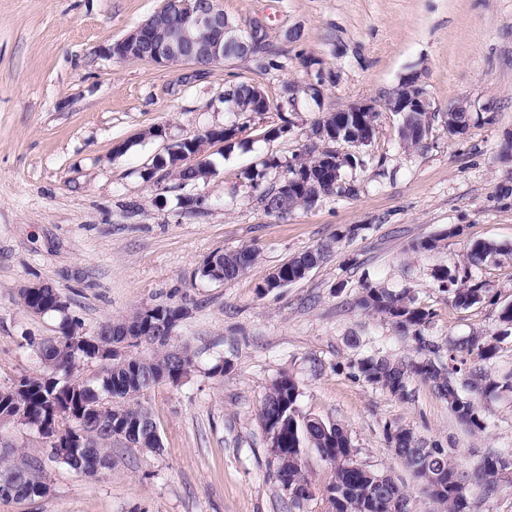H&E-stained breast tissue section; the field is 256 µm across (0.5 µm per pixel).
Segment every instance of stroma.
<instances>
[{
  "label": "stroma",
  "mask_w": 512,
  "mask_h": 512,
  "mask_svg": "<svg viewBox=\"0 0 512 512\" xmlns=\"http://www.w3.org/2000/svg\"><path fill=\"white\" fill-rule=\"evenodd\" d=\"M163 0H0V385L40 365L28 337L55 336L58 320L33 316L19 290L36 281L61 287L83 333L137 309L182 305L172 341L197 366L180 384L143 399L162 439L160 452L112 445L98 478L51 461L20 426L7 433L41 459L49 497L3 502L0 512H323L321 498L292 505L274 475L262 400L281 376L296 382L302 413L343 424L358 463L405 485L416 512H433L421 484L394 458L387 424L413 427L469 462L488 448H512V393L489 404L488 427L469 434L430 386L414 381L400 401L356 377L354 363L382 353L410 356L390 322L361 311L364 285L410 291L431 311L439 343L497 328L512 303V264L476 271L487 298L464 308L441 291L439 268L461 263L472 245L512 246V0H223L238 25L266 26L276 68L251 57L199 70L107 54ZM332 74L320 100L305 89ZM416 74L435 113L423 147L403 148L401 115L382 113L371 145L346 172L349 198L324 197L278 218L261 190L287 176L311 145L326 110L381 102ZM299 86L295 105L280 98ZM260 87L262 114L232 111L229 86ZM472 110L465 134L449 136V103ZM290 123L288 135L268 130ZM245 132L209 150L214 172L186 187L155 169L167 147L215 127ZM160 129L147 137L148 129ZM258 174L250 182V174ZM202 197L189 209L185 197ZM460 225L462 235L451 237ZM356 235H348L350 227ZM434 238L430 252H408ZM332 256L297 282L257 290L280 265L326 240ZM256 249L258 262L235 280L196 271L219 249ZM223 374L211 375L216 363Z\"/></svg>",
  "instance_id": "1"
}]
</instances>
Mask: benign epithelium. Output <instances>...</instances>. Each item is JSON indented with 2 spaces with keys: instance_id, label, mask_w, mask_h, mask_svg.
<instances>
[{
  "instance_id": "7a95c632",
  "label": "benign epithelium",
  "mask_w": 512,
  "mask_h": 512,
  "mask_svg": "<svg viewBox=\"0 0 512 512\" xmlns=\"http://www.w3.org/2000/svg\"><path fill=\"white\" fill-rule=\"evenodd\" d=\"M181 18L178 36L173 41L156 39L167 19ZM261 22L253 21L246 27L231 22L224 15L221 0H165L149 20L138 24L121 39L112 43L107 53L118 59L143 58L164 67L192 64L194 58H205L209 65L224 61V49L246 53L250 50L249 37L254 31H263ZM400 92L385 97L378 106L372 102H359L336 108L337 121L345 122L349 112H420L430 119L431 106L417 75L407 74L400 80Z\"/></svg>"
}]
</instances>
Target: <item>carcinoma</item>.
I'll return each instance as SVG.
<instances>
[{"label": "carcinoma", "mask_w": 512, "mask_h": 512, "mask_svg": "<svg viewBox=\"0 0 512 512\" xmlns=\"http://www.w3.org/2000/svg\"><path fill=\"white\" fill-rule=\"evenodd\" d=\"M252 86L240 83L227 91L225 102H234L238 112L248 103ZM378 113L363 112L353 117L349 126L342 127L336 117L328 116L310 131V138L321 143H365L370 138ZM448 131L461 134L470 125L471 114L454 112L446 115ZM427 136L421 113L409 112L399 138L404 148L421 146ZM322 163L316 154L295 159L288 170L299 181L289 209L274 207L275 187L265 190L260 199H268L267 214L285 217L312 202L303 182L322 176L326 195H349L353 189L334 184L332 172L318 171ZM179 185L185 187L205 180L212 174L208 160L194 169L176 170ZM334 241H323L315 250H306L280 266L282 279L290 283L302 280V268L321 265L332 252ZM257 253L250 248L233 252L215 251L198 269L200 278L231 281L243 275L256 262ZM512 260V248L480 242L470 249L463 266L442 268L437 280L440 287L452 293L455 305L469 307L483 301L489 293L487 284L477 279L473 271L489 264ZM22 307L36 316L59 318V335L45 339H29L41 370L37 374H21L10 384L0 386V501L36 500L47 497L51 486L42 462L38 459L15 460V447L3 429L7 425H22L44 440L50 458L75 472L95 477L111 468L112 442L126 444L133 439L122 436L125 428L146 421L151 431L144 432L150 452L162 450L161 436L152 414L137 398L157 386L177 385L196 366L195 354L183 346L168 348L169 337L159 336L148 323L149 313L165 324L176 327L187 310L184 306H155L140 309L131 315L102 322L96 334L87 336L80 331V322L69 314V305L61 303L48 288H22ZM367 314L379 315L390 321L399 334L412 340L416 356L409 360L385 355H370L360 359L354 368L367 383L391 396L410 401L411 385L415 380L430 384L434 394L447 402L448 409L473 434L487 429L486 399L499 392L512 390V372H500L494 359L500 344L512 335V304L498 313V329L494 332H474L448 343V363L440 360L442 346L427 334L432 313L417 303L408 291L393 292L386 288L368 287L358 301ZM140 335L124 343L125 335L134 330ZM143 344L153 347L149 355H136L132 349ZM120 346L122 353L112 354L111 347ZM101 363L91 379L79 374L88 363ZM299 390L295 381L282 376L275 380L262 402L261 423L283 425L281 455L273 458L277 480L292 495L293 503L313 499L312 480L304 461L305 449L312 448L333 469L332 480L322 497L325 512H392L395 500L407 502V512H414L410 496L392 476L371 470L360 464L352 467L350 455L355 453L347 430L340 424L304 415L297 406ZM72 436L82 442L80 459L73 458L70 448L62 442ZM389 448L400 463L418 479L436 512H475L477 503L471 491L477 489L487 500L512 483V449L489 448L471 466L466 467L454 448H444L436 441L429 447L418 446L415 430L401 424L385 429Z\"/></svg>", "instance_id": "obj_1"}]
</instances>
